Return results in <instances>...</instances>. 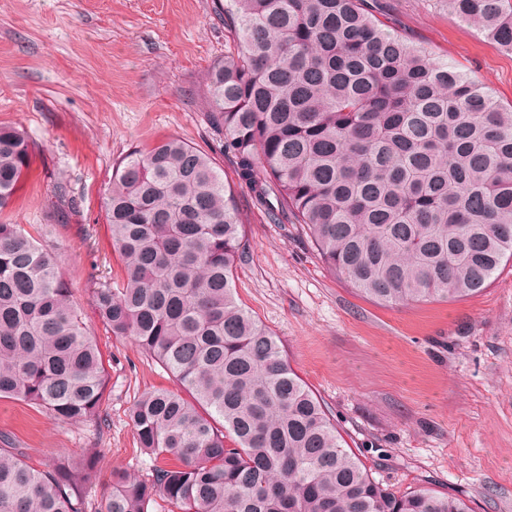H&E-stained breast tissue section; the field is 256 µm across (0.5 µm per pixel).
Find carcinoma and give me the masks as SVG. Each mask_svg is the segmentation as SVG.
<instances>
[{
	"label": "carcinoma",
	"mask_w": 512,
	"mask_h": 512,
	"mask_svg": "<svg viewBox=\"0 0 512 512\" xmlns=\"http://www.w3.org/2000/svg\"><path fill=\"white\" fill-rule=\"evenodd\" d=\"M512 51V0H448ZM234 33L208 71L224 153L255 202L300 224L323 264L381 304L460 300L512 260V106L408 43L365 0H229ZM27 133L0 126V212L27 175ZM277 205H272L270 197ZM122 263L93 290L114 336L132 337L182 392L129 412L140 448L176 464L150 479L112 471L94 512H473L428 489L375 480L235 299L245 250L234 193L174 137L119 164L105 206ZM97 345L57 257L0 222V398L63 423L99 415ZM89 458L37 469L0 448V512H88Z\"/></svg>",
	"instance_id": "carcinoma-1"
}]
</instances>
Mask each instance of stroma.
<instances>
[{
	"instance_id": "obj_1",
	"label": "stroma",
	"mask_w": 512,
	"mask_h": 512,
	"mask_svg": "<svg viewBox=\"0 0 512 512\" xmlns=\"http://www.w3.org/2000/svg\"><path fill=\"white\" fill-rule=\"evenodd\" d=\"M411 43L480 80L512 104V52L449 12L446 0H367ZM222 0H0V123L35 144L29 173L0 218L53 252L102 354L97 420L65 424L35 405L0 399V448L33 466L91 458L141 479L155 460L128 413L170 374L98 317L92 290L119 284L104 202L112 172L166 137L208 153L236 194L246 240L236 299L278 339L350 448L377 480L512 512V262L457 301L385 306L355 293L320 261L299 225L274 222L225 156L209 116L208 69L229 33ZM75 208L58 221L57 189Z\"/></svg>"
}]
</instances>
